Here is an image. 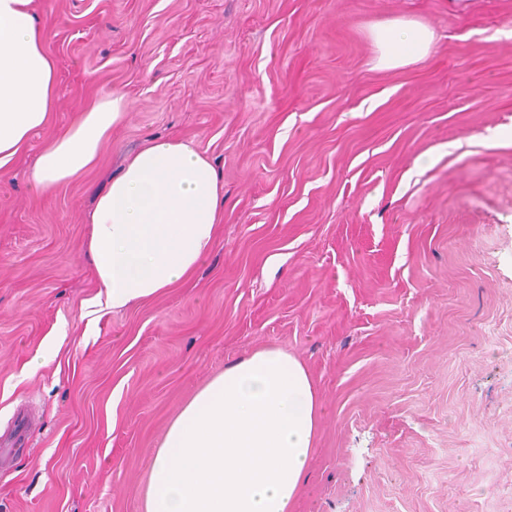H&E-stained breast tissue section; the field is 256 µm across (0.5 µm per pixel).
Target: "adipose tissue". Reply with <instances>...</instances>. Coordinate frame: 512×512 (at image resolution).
<instances>
[{
  "instance_id": "1",
  "label": "adipose tissue",
  "mask_w": 512,
  "mask_h": 512,
  "mask_svg": "<svg viewBox=\"0 0 512 512\" xmlns=\"http://www.w3.org/2000/svg\"><path fill=\"white\" fill-rule=\"evenodd\" d=\"M376 65L425 58L432 31L397 19L373 26ZM57 68L34 0H0V168L27 149L57 103ZM120 93L91 101L43 145L29 178L42 195L93 169L125 121ZM224 190L190 142L157 138L125 157L85 216L83 255L97 304L121 310L189 280L211 253ZM322 405L303 363L270 346L225 366L187 400L156 448L143 512H289L311 457Z\"/></svg>"
}]
</instances>
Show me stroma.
Wrapping results in <instances>:
<instances>
[{
  "label": "stroma",
  "instance_id": "35a3bbf8",
  "mask_svg": "<svg viewBox=\"0 0 512 512\" xmlns=\"http://www.w3.org/2000/svg\"><path fill=\"white\" fill-rule=\"evenodd\" d=\"M48 128L0 170V512H142L184 402L263 346L323 407L290 512H512V0H37ZM435 45L375 65L371 25ZM124 93L98 165L53 194L52 130ZM192 141L224 184L186 284L99 312L85 213L124 155ZM54 360L25 365L48 344Z\"/></svg>",
  "mask_w": 512,
  "mask_h": 512
}]
</instances>
